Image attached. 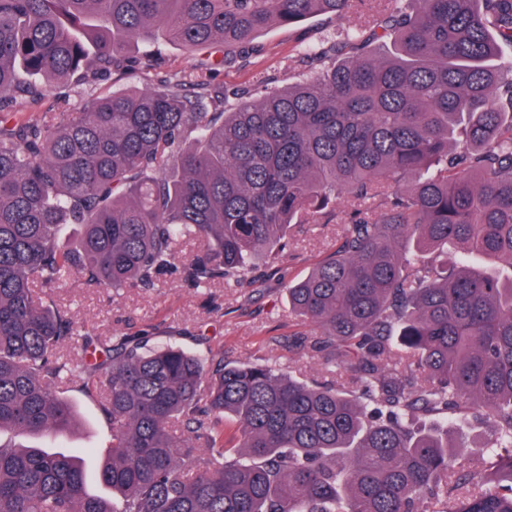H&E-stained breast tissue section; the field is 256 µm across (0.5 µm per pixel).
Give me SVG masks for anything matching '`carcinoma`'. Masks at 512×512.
<instances>
[{
	"instance_id": "carcinoma-1",
	"label": "carcinoma",
	"mask_w": 512,
	"mask_h": 512,
	"mask_svg": "<svg viewBox=\"0 0 512 512\" xmlns=\"http://www.w3.org/2000/svg\"><path fill=\"white\" fill-rule=\"evenodd\" d=\"M355 2L0 0V433L65 432L72 385L112 422V498L77 456L0 442V512H512V0H374L373 26L290 57L292 86L202 76ZM159 39L220 55L27 112L59 81L151 66ZM343 196L338 247L286 282L330 384L101 336L49 301L72 278L243 283ZM449 418L489 429L466 470Z\"/></svg>"
}]
</instances>
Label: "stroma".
<instances>
[{"mask_svg": "<svg viewBox=\"0 0 512 512\" xmlns=\"http://www.w3.org/2000/svg\"><path fill=\"white\" fill-rule=\"evenodd\" d=\"M368 18L366 10L358 9L337 21L318 17L289 26H271L258 36L260 49L254 56L220 68L215 80L227 86H244L262 75L273 86L286 87L306 71L305 66L289 65L288 57L296 48L318 45L339 29L362 28ZM195 62L194 56L169 45L155 70L116 72L108 80L86 86L85 91L99 95L129 85L150 87L158 78L181 74ZM340 232L337 224L293 225L288 234L283 274H276L262 262L252 282L241 287L230 283L196 289L167 276L153 290L128 289L116 295L106 288L87 287L74 278L57 289L53 298L66 306L78 323L105 336L145 330L153 341L173 342L201 354L207 348L220 346L225 359L268 364L283 373L320 383L330 380L332 374L324 360L313 357L311 350H299L295 335L304 326L289 310L284 281L305 277L335 249ZM67 396L77 409L76 427L62 436H23L19 442L55 451H79L90 475L89 491L103 494L94 473L101 450L112 444V424L97 401L79 388H71Z\"/></svg>", "mask_w": 512, "mask_h": 512, "instance_id": "35a3bbf8", "label": "stroma"}]
</instances>
